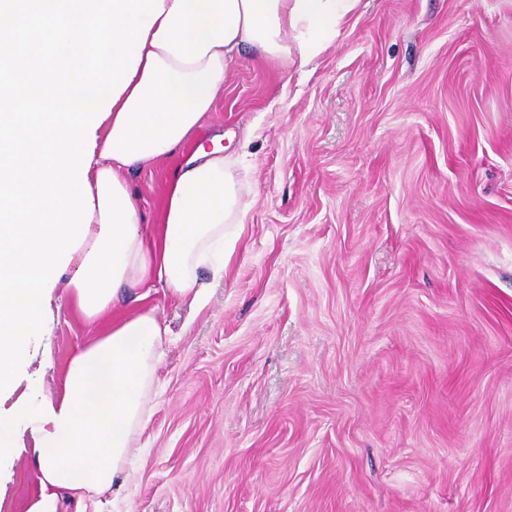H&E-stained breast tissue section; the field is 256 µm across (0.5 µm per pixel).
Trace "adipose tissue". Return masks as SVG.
<instances>
[{"mask_svg":"<svg viewBox=\"0 0 512 512\" xmlns=\"http://www.w3.org/2000/svg\"><path fill=\"white\" fill-rule=\"evenodd\" d=\"M0 0V461L29 451L28 512L84 500L124 472L168 329L122 308L160 283L200 300L245 233L251 173L223 147L184 152L233 62L307 66L358 0ZM41 36L30 69L18 50ZM179 156L155 231L128 173ZM66 286L105 331L73 352L60 393L36 395L48 303Z\"/></svg>","mask_w":512,"mask_h":512,"instance_id":"adipose-tissue-1","label":"adipose tissue"}]
</instances>
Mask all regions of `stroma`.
<instances>
[{
    "label": "stroma",
    "mask_w": 512,
    "mask_h": 512,
    "mask_svg": "<svg viewBox=\"0 0 512 512\" xmlns=\"http://www.w3.org/2000/svg\"><path fill=\"white\" fill-rule=\"evenodd\" d=\"M196 143L244 152L246 233L201 304L142 301L133 476L56 512H512V0H359L307 67L238 60ZM170 167L128 176L148 222ZM51 309L46 394L97 335Z\"/></svg>",
    "instance_id": "1"
}]
</instances>
